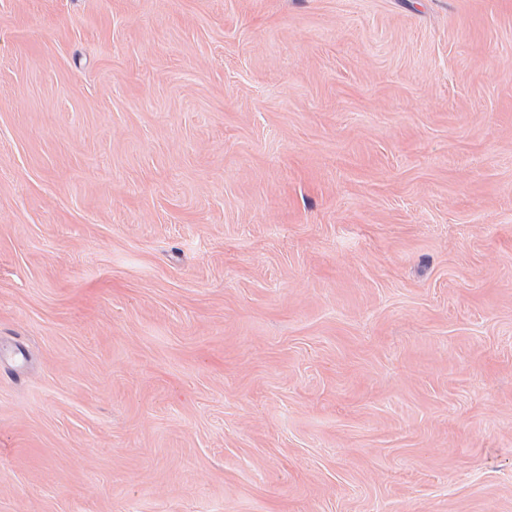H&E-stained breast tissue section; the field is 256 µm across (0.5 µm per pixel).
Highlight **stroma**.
<instances>
[{"label": "stroma", "instance_id": "35a3bbf8", "mask_svg": "<svg viewBox=\"0 0 512 512\" xmlns=\"http://www.w3.org/2000/svg\"><path fill=\"white\" fill-rule=\"evenodd\" d=\"M0 512H512V0H0Z\"/></svg>", "mask_w": 512, "mask_h": 512}]
</instances>
